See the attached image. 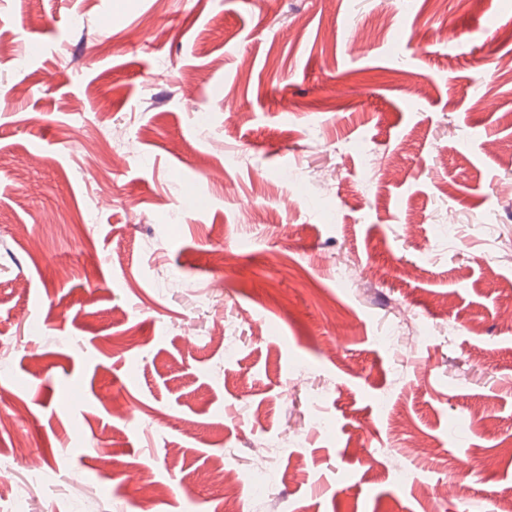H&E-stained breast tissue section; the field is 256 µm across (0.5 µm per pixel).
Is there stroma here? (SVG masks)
Listing matches in <instances>:
<instances>
[{
  "instance_id": "obj_1",
  "label": "stroma",
  "mask_w": 512,
  "mask_h": 512,
  "mask_svg": "<svg viewBox=\"0 0 512 512\" xmlns=\"http://www.w3.org/2000/svg\"><path fill=\"white\" fill-rule=\"evenodd\" d=\"M0 35V512L76 471L81 512H224L213 466L293 429L243 512L512 500V0H0Z\"/></svg>"
}]
</instances>
